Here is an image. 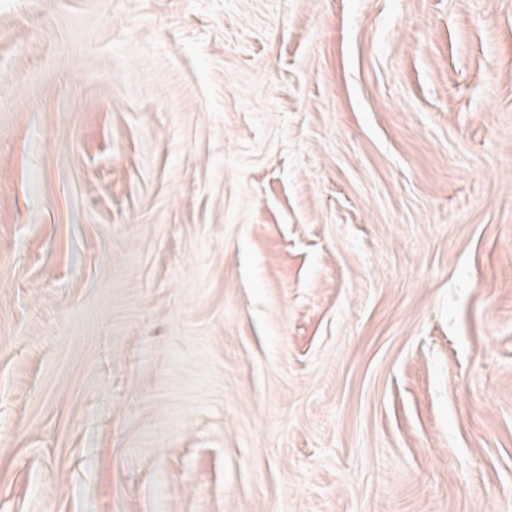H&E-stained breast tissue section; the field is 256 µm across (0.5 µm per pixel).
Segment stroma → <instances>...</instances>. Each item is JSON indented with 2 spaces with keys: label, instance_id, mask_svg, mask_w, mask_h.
<instances>
[{
  "label": "stroma",
  "instance_id": "obj_1",
  "mask_svg": "<svg viewBox=\"0 0 512 512\" xmlns=\"http://www.w3.org/2000/svg\"><path fill=\"white\" fill-rule=\"evenodd\" d=\"M0 512H512V0H0Z\"/></svg>",
  "mask_w": 512,
  "mask_h": 512
}]
</instances>
